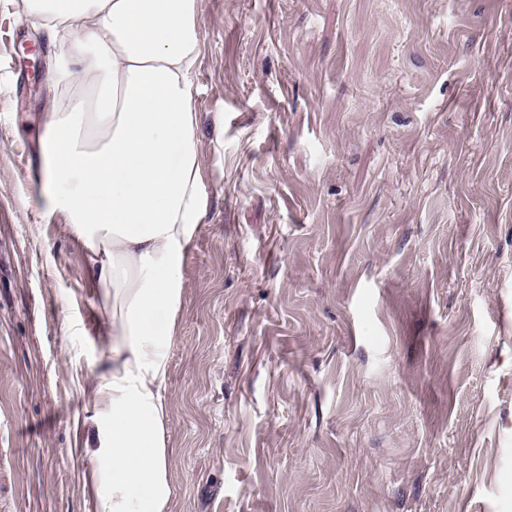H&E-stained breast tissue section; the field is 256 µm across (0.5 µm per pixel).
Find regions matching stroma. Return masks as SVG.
I'll return each instance as SVG.
<instances>
[{
	"label": "stroma",
	"instance_id": "35a3bbf8",
	"mask_svg": "<svg viewBox=\"0 0 512 512\" xmlns=\"http://www.w3.org/2000/svg\"><path fill=\"white\" fill-rule=\"evenodd\" d=\"M171 512H512V0H198ZM57 50L0 0V512H94Z\"/></svg>",
	"mask_w": 512,
	"mask_h": 512
}]
</instances>
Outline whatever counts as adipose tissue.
<instances>
[{
    "mask_svg": "<svg viewBox=\"0 0 512 512\" xmlns=\"http://www.w3.org/2000/svg\"><path fill=\"white\" fill-rule=\"evenodd\" d=\"M59 45L42 170L49 214L91 255L106 311L87 420L95 512H170L169 352L205 214L192 74L197 0H26Z\"/></svg>",
    "mask_w": 512,
    "mask_h": 512,
    "instance_id": "adipose-tissue-1",
    "label": "adipose tissue"
}]
</instances>
